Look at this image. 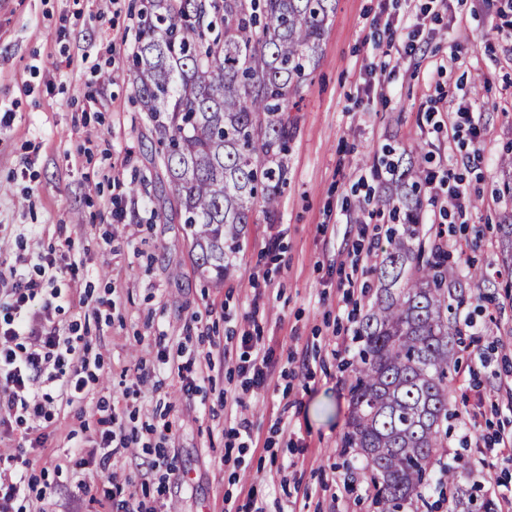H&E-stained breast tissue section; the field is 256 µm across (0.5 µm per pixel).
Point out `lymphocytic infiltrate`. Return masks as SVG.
Here are the masks:
<instances>
[{
  "instance_id": "1",
  "label": "lymphocytic infiltrate",
  "mask_w": 512,
  "mask_h": 512,
  "mask_svg": "<svg viewBox=\"0 0 512 512\" xmlns=\"http://www.w3.org/2000/svg\"><path fill=\"white\" fill-rule=\"evenodd\" d=\"M76 269L73 263L59 264L50 252L0 265V277L12 283L0 295V428L8 433L24 428L33 449L47 441L41 423L53 408L80 403L89 392L85 351L72 337L35 320L36 313L60 308V296L48 292V283ZM96 435L97 465L105 471L111 458L131 443L115 408L98 418Z\"/></svg>"
}]
</instances>
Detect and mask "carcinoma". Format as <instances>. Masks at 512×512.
<instances>
[{
	"mask_svg": "<svg viewBox=\"0 0 512 512\" xmlns=\"http://www.w3.org/2000/svg\"><path fill=\"white\" fill-rule=\"evenodd\" d=\"M336 0H150L132 56L136 100L153 122L171 203L189 230L195 263L214 288L257 208L270 221L287 182L289 104L317 61ZM428 154L402 165L389 149L393 215L378 288L359 322L361 346L344 435L362 451L378 512H403L428 485L448 421V372L461 333L453 309L488 282L459 274L437 246L416 242ZM512 275V222L497 225ZM453 512H493L466 490Z\"/></svg>",
	"mask_w": 512,
	"mask_h": 512,
	"instance_id": "obj_1",
	"label": "carcinoma"
}]
</instances>
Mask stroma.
<instances>
[{"label":"stroma","mask_w":512,"mask_h":512,"mask_svg":"<svg viewBox=\"0 0 512 512\" xmlns=\"http://www.w3.org/2000/svg\"><path fill=\"white\" fill-rule=\"evenodd\" d=\"M146 0H6L0 5V262L54 251L79 273L58 279L83 306L49 324L99 359L82 404L58 406L48 446L27 449L50 486L28 512H99L110 473L130 479L150 512H377L358 449L345 447L357 317L376 294L385 232H363L382 188L373 168L386 146L424 148L434 176L462 178V213L422 192L419 240L439 244L458 271L484 269L459 309L466 342L448 378V437L437 452L459 485L479 487L494 512L512 507V290L499 276L497 224L512 214L500 164L512 147V17L502 0H336L319 61L289 114L287 183L275 223L256 214L221 288L197 269L191 239L164 201L157 136L134 98L129 63ZM417 28L413 51L380 44L385 21ZM399 58L382 75L386 57ZM476 132L448 135L457 111ZM166 219L159 220L155 211ZM355 321H348V314ZM227 347V358L216 357ZM266 353L259 390L238 370ZM206 368L199 392L158 355ZM153 382L137 383L140 373ZM485 401L470 415L472 386ZM117 401L133 430L109 472L77 467L92 448L99 400ZM252 422L239 447L235 415ZM170 423L168 439L148 425ZM178 476L152 468L158 451Z\"/></svg>","instance_id":"35a3bbf8"}]
</instances>
